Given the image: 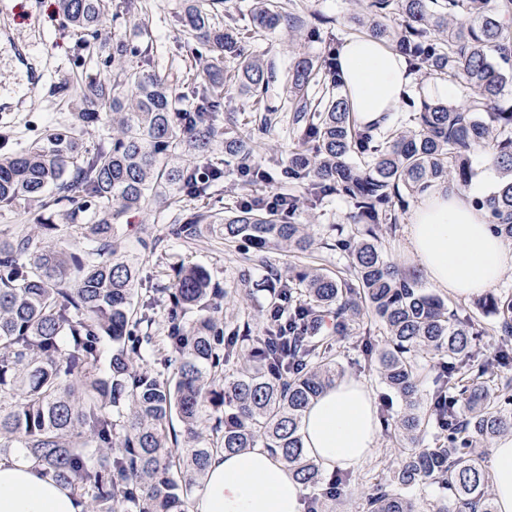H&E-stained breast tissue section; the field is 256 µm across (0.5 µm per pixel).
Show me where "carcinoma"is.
Instances as JSON below:
<instances>
[{
    "instance_id": "carcinoma-1",
    "label": "carcinoma",
    "mask_w": 512,
    "mask_h": 512,
    "mask_svg": "<svg viewBox=\"0 0 512 512\" xmlns=\"http://www.w3.org/2000/svg\"><path fill=\"white\" fill-rule=\"evenodd\" d=\"M72 28L101 36L113 17L135 21L141 0H57ZM253 26L316 35L317 26L275 0H253ZM364 34L389 43L410 70L464 82L462 104L407 99L414 127L389 136L356 122L336 72V51L298 54L285 88L298 148L277 159L283 179L302 191L288 206L245 200L225 215L183 209L168 225L184 243L219 234L244 261L275 250L291 258L271 268L257 313L228 321L208 271L178 262L164 296L142 287L139 258L121 253L129 215L207 194L224 177L211 162L224 136L225 163L238 161L248 191L269 172L251 162L255 139L219 132L215 113L224 87L261 105L259 128L278 119L264 105L272 66L245 51L250 29L232 14L215 21L212 4H190L177 23L209 48L199 64L196 106L178 109L177 79L151 66L152 46L130 48L112 35V77L94 73L67 87L75 121H63L35 142L0 154V211L36 204L62 213L83 247L39 224L0 233V456L20 454L39 473L69 489L84 512H190L209 457L258 444L276 454L304 488H321L307 512H327L350 476L323 474L302 446L308 406L342 378L334 344L353 339L401 400L385 418L402 442L393 472L398 491L378 488L367 512H420L411 491L426 483L446 491L437 512H496L485 443L512 434V391L485 380L474 354L481 331L469 315L428 291L420 273L402 269L381 247L382 230L397 231L395 207L444 184L466 188L471 154L483 152L501 172L493 194L476 200L489 228L512 239V108L498 99L512 66V0H366L352 18ZM139 58L134 62L131 57ZM240 59L233 74L224 58ZM319 98L309 97L315 84ZM106 122L111 137L89 148L85 125ZM352 204L353 227L315 235L292 217L300 205L330 193ZM320 250L346 255L329 272L305 262ZM166 334L154 336L156 309ZM477 307L499 318L512 363V296L488 292ZM384 339L377 349L364 319ZM112 343V374L97 377L103 341ZM439 361L429 392L419 357ZM149 356L173 376L144 364ZM435 425V447L426 443Z\"/></svg>"
}]
</instances>
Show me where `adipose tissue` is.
Instances as JSON below:
<instances>
[{"mask_svg":"<svg viewBox=\"0 0 512 512\" xmlns=\"http://www.w3.org/2000/svg\"><path fill=\"white\" fill-rule=\"evenodd\" d=\"M344 88L361 123L386 124L399 110L411 74L406 60L368 36L344 41L338 54ZM484 185L439 187L421 199L408 225V246L430 281L458 297L495 287L512 249L493 234L474 201ZM382 423L371 389L347 377L308 407L300 428L310 457L331 473L364 462L377 448ZM497 512H512V436L490 459ZM303 491L266 448L215 453L195 512H302ZM0 512H82L69 491L17 457L0 459Z\"/></svg>","mask_w":512,"mask_h":512,"instance_id":"ef3b65f1","label":"adipose tissue"}]
</instances>
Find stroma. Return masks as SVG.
I'll return each instance as SVG.
<instances>
[{
  "label": "stroma",
  "mask_w": 512,
  "mask_h": 512,
  "mask_svg": "<svg viewBox=\"0 0 512 512\" xmlns=\"http://www.w3.org/2000/svg\"><path fill=\"white\" fill-rule=\"evenodd\" d=\"M185 0H148L145 27L154 46L158 67L191 64L195 45L185 35L176 15ZM300 11L307 16L330 17V24L320 26L315 38L289 37L285 31L252 33L247 42L249 53L275 65L276 77L269 85L265 102L278 107L281 119L259 133L255 160L265 169H272V160L284 148L293 146L295 137L289 129L290 113L284 89L285 69L290 59L300 53L325 55L330 46L356 36L357 27L350 18L364 6V0H297ZM0 14L5 28L0 31V139L30 143L44 131L70 118L67 85L84 77V60L89 52L100 57V73L112 72L108 49L99 41L76 33L67 25L57 9V0H0ZM41 72L39 82H32V72ZM351 203L332 195L317 205H301L296 220L312 225L317 235H328L333 226L348 225ZM171 212L146 211L132 220V229L123 241L125 250L140 256L141 276L148 287L168 288L172 285L170 266L182 260L204 267L220 288L230 289L239 284L240 259L237 251L225 247L223 240L211 237L195 245H185L173 239L167 226ZM155 244L152 252H143L141 239ZM450 307L470 313L481 334L475 350L487 365V377L492 387L512 382V364L498 361L501 346L498 319L486 315L473 298L449 297ZM400 458L399 444L389 432H382L374 453L354 469L353 481L346 495L335 504L336 512H367L366 501L377 484H389L391 470Z\"/></svg>",
  "instance_id": "obj_1"
}]
</instances>
